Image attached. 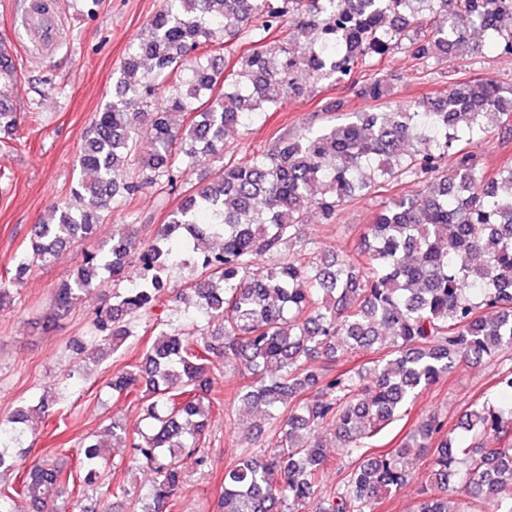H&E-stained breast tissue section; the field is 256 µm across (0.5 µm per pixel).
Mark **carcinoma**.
Segmentation results:
<instances>
[{"instance_id": "1", "label": "carcinoma", "mask_w": 512, "mask_h": 512, "mask_svg": "<svg viewBox=\"0 0 512 512\" xmlns=\"http://www.w3.org/2000/svg\"><path fill=\"white\" fill-rule=\"evenodd\" d=\"M512 0H165L128 47L115 93L90 128L77 159L83 173L71 198L50 208L24 256L0 280V307L11 286L38 263L75 241L102 242L109 261L86 252L76 277L55 289L46 322L65 316L107 267L128 286L96 313L95 329L117 351L133 336V320L159 301L162 274L207 241L218 249L196 264L201 277L181 292L207 320L211 336L162 332L112 378V391L132 396L147 429L112 422V443L133 448L129 464L154 474L143 512H171L184 482L180 458L198 455L212 408L221 404L213 372L223 360L251 375L238 398L274 420L279 445L246 453L224 470L222 512H375L408 480L414 458L428 461L415 512H512V367L498 372L497 400L473 403L463 433L445 432L432 412L419 418L391 451L366 455L365 440L401 419L408 406L461 362L481 364L512 350V163L488 177L478 145L492 132L512 138V89L491 78L448 84L437 100L399 110L350 112L303 136L283 134L248 161L224 159L228 136L261 112L301 99L312 80L332 79L358 97L387 95L382 76L362 73L366 61L401 50L416 72L432 75L431 59L451 61L483 50L470 32L492 36L491 48L512 55ZM294 18L295 28L283 23ZM418 30L406 34L407 27ZM248 33L255 47L225 72L213 54L216 32ZM280 32L277 50L263 41ZM16 67L0 38V135L23 137L8 105ZM194 117L187 128L177 116ZM153 153L130 176L140 134ZM417 144L412 151L403 144ZM220 162L144 244L133 224L103 239L102 224L121 199L147 186L176 183L199 151ZM422 183L393 198L368 225L356 254L330 263L305 260L313 242L301 231L309 209L336 223L344 204L364 191L402 179ZM286 246L294 257L273 266L263 258ZM377 348L367 368L336 372L337 353ZM27 411L0 420V476L17 485L0 493V512H58L49 489L76 477L44 458L17 463ZM338 454L330 463L321 429ZM83 485L103 499L129 494L118 471L103 475L105 445H83ZM336 469V485L325 489ZM471 500L449 506L448 492Z\"/></svg>"}]
</instances>
